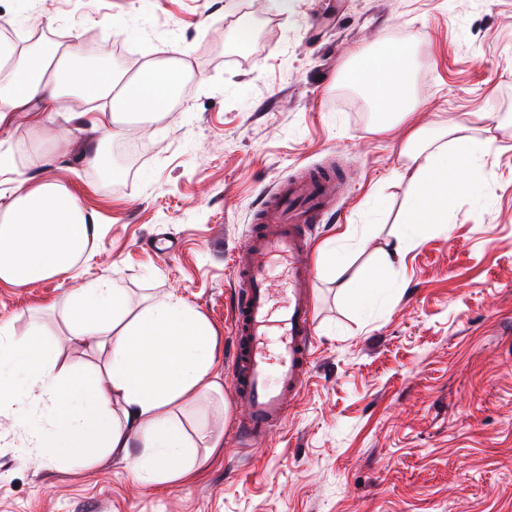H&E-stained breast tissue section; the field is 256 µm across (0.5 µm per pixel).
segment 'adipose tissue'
<instances>
[{
	"mask_svg": "<svg viewBox=\"0 0 512 512\" xmlns=\"http://www.w3.org/2000/svg\"><path fill=\"white\" fill-rule=\"evenodd\" d=\"M76 55L61 43L43 51L1 38L0 126L18 112H61L79 99L107 100L111 109L92 123L114 136L164 117L176 85L189 74L175 57L119 74L97 60L76 63ZM406 55V49H391L350 75L387 119L418 105ZM490 147L464 135L459 124L408 134L404 175L412 193L403 232L392 254L348 281L356 300L390 284L394 257L411 234L446 223L454 199L475 191L473 173ZM48 163L35 155L23 172L10 151H0V282L17 288L70 279L98 236L95 215L71 190L54 177H32ZM64 311L73 339L88 345L92 362L62 366L55 337L37 326L18 336L0 323V412H15L23 447L59 469L114 455L144 484L182 483L203 464L198 448L220 447L223 438L207 427L187 434L176 414L220 391L211 324L172 295L131 313L124 289L107 281L71 289Z\"/></svg>",
	"mask_w": 512,
	"mask_h": 512,
	"instance_id": "adipose-tissue-1",
	"label": "adipose tissue"
}]
</instances>
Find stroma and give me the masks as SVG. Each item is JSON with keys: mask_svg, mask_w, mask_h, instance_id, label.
I'll list each match as a JSON object with an SVG mask.
<instances>
[{"mask_svg": "<svg viewBox=\"0 0 512 512\" xmlns=\"http://www.w3.org/2000/svg\"><path fill=\"white\" fill-rule=\"evenodd\" d=\"M0 0V28L26 42L66 37L79 51L156 61L180 50L195 77L178 107L146 132L114 137L84 118L45 112L0 130L26 169L50 153L51 176L96 216L100 235L72 279L0 283V321L64 338L71 288L114 279L131 311L174 295L216 332L223 406L179 412L186 428L223 430V446L177 486L142 485L118 457L59 470L20 446L0 414V512H512V0ZM248 28L247 45L237 31ZM406 46L419 108L390 129L346 75L386 45ZM466 126L491 139L477 193L444 224L417 231L396 283L360 305L312 265L313 361L282 428L240 440L229 392L235 290L232 252L262 191L331 165L337 210L312 246L346 226L351 268L392 251L409 188L400 177L408 130ZM95 142L119 177L83 158Z\"/></svg>", "mask_w": 512, "mask_h": 512, "instance_id": "35a3bbf8", "label": "stroma"}]
</instances>
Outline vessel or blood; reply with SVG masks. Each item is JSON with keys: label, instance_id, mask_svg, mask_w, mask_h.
Here are the masks:
<instances>
[{"label": "vessel or blood", "instance_id": "obj_1", "mask_svg": "<svg viewBox=\"0 0 512 512\" xmlns=\"http://www.w3.org/2000/svg\"><path fill=\"white\" fill-rule=\"evenodd\" d=\"M340 186L334 168L310 169L265 192L245 241L233 254L236 287L230 388L245 409L240 438L265 439L281 426L308 376L313 307L308 228L321 223ZM283 262L288 301L275 311L269 267Z\"/></svg>", "mask_w": 512, "mask_h": 512}]
</instances>
